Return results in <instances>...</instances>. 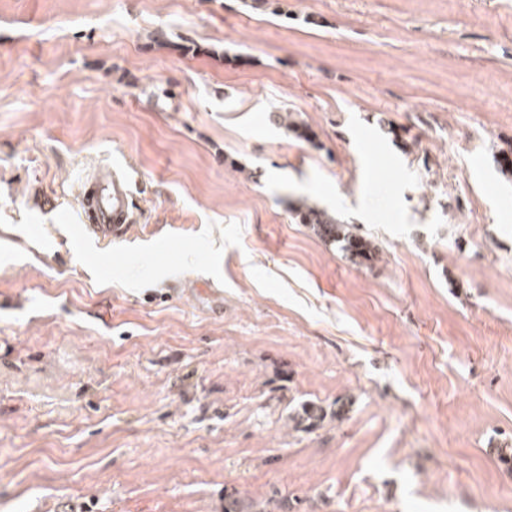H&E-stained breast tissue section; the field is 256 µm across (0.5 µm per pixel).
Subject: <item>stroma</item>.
<instances>
[{
	"mask_svg": "<svg viewBox=\"0 0 512 512\" xmlns=\"http://www.w3.org/2000/svg\"><path fill=\"white\" fill-rule=\"evenodd\" d=\"M284 10L0 0V512H512V0ZM81 207L83 231L101 240L123 236L134 222L128 181L109 166L87 179ZM292 214L299 224H308L324 243L339 246L352 259L370 262L378 255V248L355 233L353 225L344 223L324 209L302 201L293 207Z\"/></svg>",
	"mask_w": 512,
	"mask_h": 512,
	"instance_id": "35a3bbf8",
	"label": "stroma"
}]
</instances>
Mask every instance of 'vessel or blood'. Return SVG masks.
<instances>
[{
  "label": "vessel or blood",
  "instance_id": "vessel-or-blood-1",
  "mask_svg": "<svg viewBox=\"0 0 512 512\" xmlns=\"http://www.w3.org/2000/svg\"><path fill=\"white\" fill-rule=\"evenodd\" d=\"M81 207L84 232L101 240L123 236L134 222L129 184L108 166L87 180Z\"/></svg>",
  "mask_w": 512,
  "mask_h": 512
}]
</instances>
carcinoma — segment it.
<instances>
[{"label":"carcinoma","mask_w":512,"mask_h":512,"mask_svg":"<svg viewBox=\"0 0 512 512\" xmlns=\"http://www.w3.org/2000/svg\"><path fill=\"white\" fill-rule=\"evenodd\" d=\"M271 121L298 135H303V124L295 121L290 111H275L270 115ZM292 214L301 224L308 225L324 243L337 245L353 259L370 262L378 255V248L369 240L354 232L351 224L306 201L293 207Z\"/></svg>","instance_id":"carcinoma-1"}]
</instances>
